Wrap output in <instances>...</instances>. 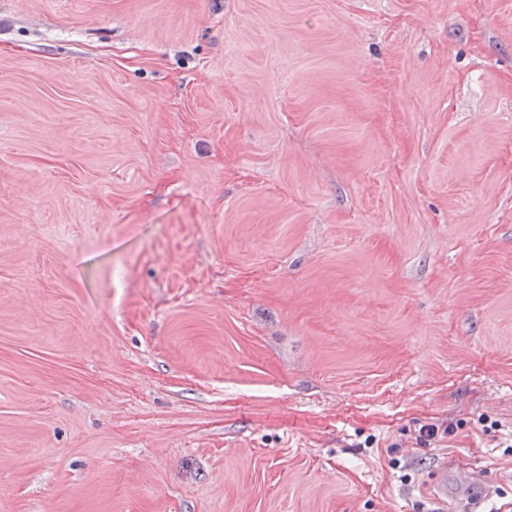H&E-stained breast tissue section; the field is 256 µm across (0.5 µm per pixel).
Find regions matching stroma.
I'll return each mask as SVG.
<instances>
[{
  "label": "stroma",
  "instance_id": "35a3bbf8",
  "mask_svg": "<svg viewBox=\"0 0 512 512\" xmlns=\"http://www.w3.org/2000/svg\"><path fill=\"white\" fill-rule=\"evenodd\" d=\"M474 499L512 512V0H0V512Z\"/></svg>",
  "mask_w": 512,
  "mask_h": 512
}]
</instances>
